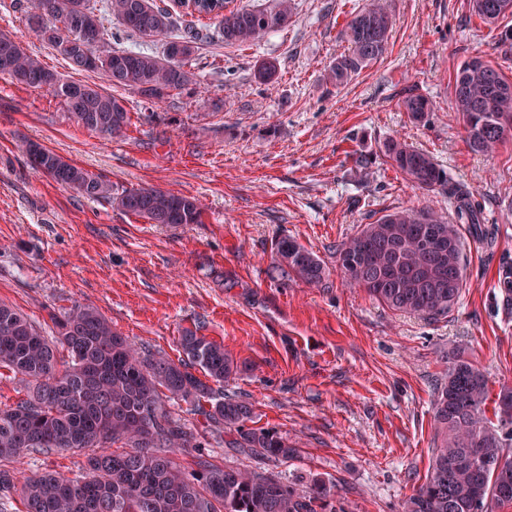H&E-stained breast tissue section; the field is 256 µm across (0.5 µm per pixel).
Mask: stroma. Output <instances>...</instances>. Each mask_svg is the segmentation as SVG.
<instances>
[{
	"label": "stroma",
	"instance_id": "obj_1",
	"mask_svg": "<svg viewBox=\"0 0 512 512\" xmlns=\"http://www.w3.org/2000/svg\"><path fill=\"white\" fill-rule=\"evenodd\" d=\"M369 0H295L284 28L247 46H227L212 21L191 60L196 92L150 105L113 88L132 124L108 140L80 127L59 99L0 75V302L19 308L45 336L52 316L97 308L136 345L179 358L178 338L196 329L241 367L224 385L253 409L252 427L296 442L293 460L270 461L205 438L211 462L291 479L333 482L346 512H399L423 483L436 436L433 401L448 353L463 351L489 380L512 383V305L498 271L512 265V139L473 152L452 105L458 66L482 56L512 78V47L472 16L469 0H392L386 53L337 88L326 80L344 51L341 31ZM15 0H0V32L13 35L62 77L78 72L31 36ZM275 60L272 85L255 79ZM435 101L416 123L398 101L407 87ZM397 138L425 151L480 203L493 245L467 240L464 288L447 316L401 314L336 272L335 246L359 225L399 207L454 219L438 190L412 187L381 154ZM35 142L120 188L156 187L194 196L198 224H152L106 200H89L35 173ZM373 155L358 171L353 150ZM283 236L316 253L327 287L282 285L269 273ZM73 452H32L17 479L81 474Z\"/></svg>",
	"mask_w": 512,
	"mask_h": 512
}]
</instances>
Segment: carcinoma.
I'll return each mask as SVG.
<instances>
[{
    "mask_svg": "<svg viewBox=\"0 0 512 512\" xmlns=\"http://www.w3.org/2000/svg\"><path fill=\"white\" fill-rule=\"evenodd\" d=\"M176 14L155 0H109L110 14L93 0H32L27 29L52 46L75 71L99 72L114 86L136 91L157 104L172 92L197 90L199 74L188 67L199 33L193 17L216 21L227 45H249L286 26L294 0H272L264 8L236 6L234 0H179ZM472 13L494 26L512 15V0H470ZM191 20L184 34L165 43L160 55L114 50L120 33L145 38L167 35L182 16ZM394 24L389 0H371L347 22V49L328 68V82L346 83L387 50ZM73 43L70 48L64 47ZM276 63L262 61L261 84L273 82ZM0 75L61 100L83 128L105 138H122L131 125L124 102L96 83L61 79L13 36L0 33ZM456 112L474 152H489L512 137V81L491 61L472 57L453 79ZM399 107L416 122L429 120L433 102L408 88ZM383 154L417 188L438 189L453 200L460 223L431 210L399 208L363 224L335 247L345 281L364 288L388 308L428 319L446 316L458 303L465 280L464 233L486 239L480 204L455 184L427 153L397 139ZM30 167L89 199H108L118 209L153 224H200L203 206L194 197L154 187L117 190L103 176L79 167L38 143L27 148ZM432 236L454 244L450 250L426 245ZM272 278L282 284L326 286L328 267L296 240L281 237L273 247ZM457 279L459 287L448 282ZM498 290L512 302V265L502 267ZM57 336H44L20 310L0 303V368L20 377L24 397L0 407V512L14 471L3 463L30 452L71 451L85 458L84 473L64 478L51 472L27 477L20 487L25 512H336L328 507L334 486L322 479L283 481L248 469L198 459L187 472L177 461L185 448L200 447L202 434L227 448H241L271 460L294 458L298 449L277 431L252 428L249 403L224 394L238 364L224 345L187 329L179 337L183 358L174 361L142 350L112 328L97 309L76 305L56 322ZM200 369L203 381L192 373ZM169 395L204 417L202 429H188L165 408ZM488 378L470 359L448 363L434 402L436 440L425 481L406 499L402 512H492L512 504V386L504 384L495 401V419L486 416ZM119 444L121 449L108 451Z\"/></svg>",
    "mask_w": 512,
    "mask_h": 512,
    "instance_id": "cac0c4a2",
    "label": "carcinoma"
}]
</instances>
